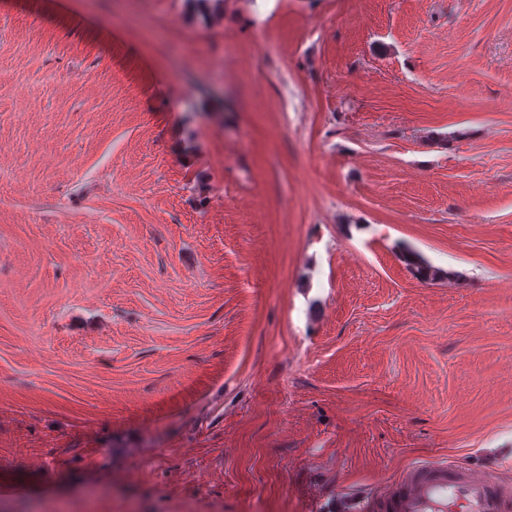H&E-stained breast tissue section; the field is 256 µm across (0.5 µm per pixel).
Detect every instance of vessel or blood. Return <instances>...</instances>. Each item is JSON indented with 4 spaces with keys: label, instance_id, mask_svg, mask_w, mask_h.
Listing matches in <instances>:
<instances>
[{
    "label": "vessel or blood",
    "instance_id": "1",
    "mask_svg": "<svg viewBox=\"0 0 512 512\" xmlns=\"http://www.w3.org/2000/svg\"><path fill=\"white\" fill-rule=\"evenodd\" d=\"M449 501L463 512H506L512 492L496 476L429 462L410 469L374 507L376 512H442Z\"/></svg>",
    "mask_w": 512,
    "mask_h": 512
}]
</instances>
